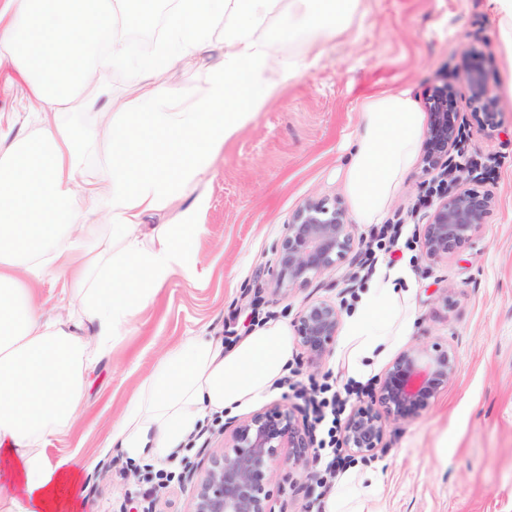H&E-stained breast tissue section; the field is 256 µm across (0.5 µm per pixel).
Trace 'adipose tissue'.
Wrapping results in <instances>:
<instances>
[{"label": "adipose tissue", "instance_id": "1", "mask_svg": "<svg viewBox=\"0 0 512 512\" xmlns=\"http://www.w3.org/2000/svg\"><path fill=\"white\" fill-rule=\"evenodd\" d=\"M0 0V71H10L34 116V133L0 124V512H70L79 472L51 459V436L83 409L88 373L112 351L131 319L175 273H196L194 211L142 233V218L190 195L213 156L275 98L286 78L312 67L344 34L362 0H178L159 65L137 61L122 27L149 24L155 0ZM280 16L289 33L309 36L307 52L278 67L264 21ZM223 53L201 94L184 102L165 87L164 64L207 51L216 27ZM134 73L130 97L107 118L102 174L79 182L85 132L66 112L98 110L109 91L100 67ZM423 114L409 91L368 98L346 188L362 224L378 223L412 167ZM105 208L100 231L80 199ZM67 276L78 311L39 302L33 284ZM407 269L385 271L361 293L339 348L350 378L373 376L408 336ZM292 357L287 323H266L233 347L196 336L168 351L135 390L111 447L131 462L177 456L207 420L259 400ZM380 485L371 469L342 475L329 512H368Z\"/></svg>", "mask_w": 512, "mask_h": 512}]
</instances>
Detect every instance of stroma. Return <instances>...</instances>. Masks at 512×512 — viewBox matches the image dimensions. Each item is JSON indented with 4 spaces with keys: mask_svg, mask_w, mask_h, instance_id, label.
Wrapping results in <instances>:
<instances>
[{
    "mask_svg": "<svg viewBox=\"0 0 512 512\" xmlns=\"http://www.w3.org/2000/svg\"><path fill=\"white\" fill-rule=\"evenodd\" d=\"M171 7V0H158L151 25L128 29L139 55H153L164 40ZM223 39V29H216L211 50L166 72V85L182 98L197 97ZM474 50L491 58L485 80L498 100L499 123L485 128L462 110L465 147L454 161L465 187L495 194L496 209L446 260L429 263L421 251L402 246L378 255L379 266L412 271L415 320L402 349L450 348L458 371L421 416L389 424L385 448L348 461L381 473L378 512H512V101L504 93L507 70L492 0H368L349 34L330 41L314 67L287 81L226 141L196 189L205 200L197 215L196 275H172L134 316L111 356L90 370L82 414L49 440L50 457L86 466L73 512H188L187 465L223 446L224 423L211 422L185 453L167 462L176 480L165 486L146 481L147 466L131 464L109 445L137 386L166 350L189 337H242L270 321L291 324L318 299L348 313L370 280L371 227L358 223L346 190L361 105L406 88L421 106L425 89L443 82L465 100L462 63ZM436 188L414 164L383 223L421 233ZM310 199L346 208L360 242L356 259L288 295L274 294L275 246L295 210ZM273 490L276 512H327L294 469H277Z\"/></svg>",
    "mask_w": 512,
    "mask_h": 512,
    "instance_id": "35a3bbf8",
    "label": "stroma"
}]
</instances>
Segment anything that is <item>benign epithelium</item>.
I'll list each match as a JSON object with an SVG mask.
<instances>
[{"instance_id": "1", "label": "benign epithelium", "mask_w": 512, "mask_h": 512, "mask_svg": "<svg viewBox=\"0 0 512 512\" xmlns=\"http://www.w3.org/2000/svg\"><path fill=\"white\" fill-rule=\"evenodd\" d=\"M488 59L479 54L465 62L471 111L486 126L496 123L498 101L484 80ZM429 124L422 147L424 172L448 175L451 151L460 142L457 99L444 83L431 87L425 99ZM496 207L495 196L461 188L443 192L424 225L421 249L425 260L450 257L474 237ZM356 244L354 225L345 210L325 200H309L293 214L276 247L275 291L288 293L305 286L344 261ZM341 324L336 304L325 299L307 303L294 322L298 347L307 361L323 363ZM458 371L457 358L438 345L400 353L378 381L374 402L353 408L343 426V447L373 454L384 447L387 423L419 417L448 386ZM315 434L293 407L273 405L224 427V448L213 451L188 470L196 477L190 512H275L273 472L286 464L311 476Z\"/></svg>"}]
</instances>
